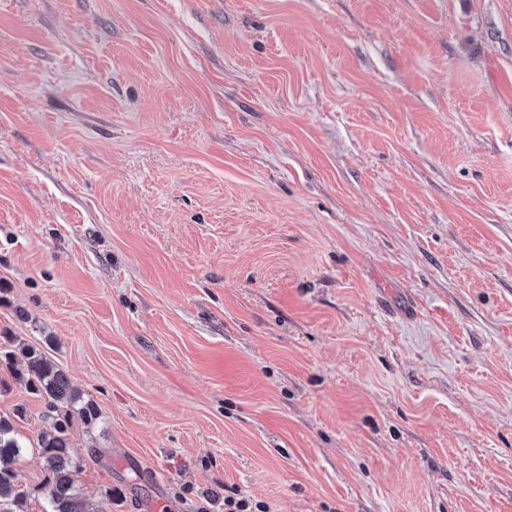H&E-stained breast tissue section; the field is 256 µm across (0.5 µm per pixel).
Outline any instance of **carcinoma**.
Returning <instances> with one entry per match:
<instances>
[{
  "label": "carcinoma",
  "instance_id": "cac0c4a2",
  "mask_svg": "<svg viewBox=\"0 0 512 512\" xmlns=\"http://www.w3.org/2000/svg\"><path fill=\"white\" fill-rule=\"evenodd\" d=\"M2 363L16 380L45 400L43 419L48 430L41 434L38 450L50 478L44 490L43 512H88L76 488L82 463L71 452L67 422L76 415L87 431L94 430L101 419L97 404L84 398L40 348L23 342L17 344L9 338L0 347ZM24 415L22 406L10 415L0 414V512H24L27 500L16 468L29 448L15 427V419Z\"/></svg>",
  "mask_w": 512,
  "mask_h": 512
}]
</instances>
